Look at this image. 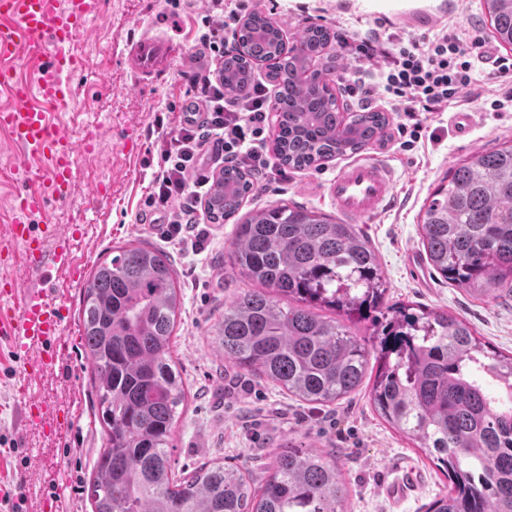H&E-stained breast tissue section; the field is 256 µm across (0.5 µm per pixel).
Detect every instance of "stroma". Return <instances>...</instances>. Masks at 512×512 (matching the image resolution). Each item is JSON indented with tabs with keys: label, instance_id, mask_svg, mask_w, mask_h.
<instances>
[{
	"label": "stroma",
	"instance_id": "stroma-1",
	"mask_svg": "<svg viewBox=\"0 0 512 512\" xmlns=\"http://www.w3.org/2000/svg\"><path fill=\"white\" fill-rule=\"evenodd\" d=\"M205 9L206 0H99L91 27L70 46L72 53L87 58L105 45L112 53L108 67L72 76L73 97L58 116L77 141L87 127H99L92 153L80 154L73 167L75 193L52 204L43 218L55 238L69 244L79 271L55 267L46 274L20 260L6 273L23 288L56 290L64 306L68 327L58 365L40 377L37 391L71 420L55 435L20 424L16 381L24 365L0 340V471L30 477L21 498L0 502V512H43V500L51 493L61 499L63 512H92L85 485L106 433L95 416L91 367L81 347L82 292L95 267L112 258L115 247L138 244L168 253L181 284L173 357L185 382L186 401L173 438L176 475L223 459L257 477L273 450L292 438L311 450H335L348 483L350 512H425L446 480L423 452L374 411L368 386L330 406L306 404L225 362L214 340L215 326L225 303L250 286L231 267L232 224H207V247L196 254L165 243L153 223L154 212L144 204L149 177L158 165L155 124L161 119L169 128L179 126L192 98L185 74L204 55L195 40V18ZM248 9L272 17L288 41L310 23L331 30L343 24L363 32L407 31L419 38L444 27L490 33L481 18L482 0H249ZM146 35L167 42L175 57L169 68L142 82L129 55ZM474 68L478 97L466 96L445 111L427 114L413 148L400 147L399 116L393 112L383 137L362 149V157L392 169L394 197L377 217L358 226L379 257L387 304L450 312L470 322L483 341L511 354L512 297H485L443 281L428 264L421 241L426 200L450 169L512 139V112H494L488 106L498 88L490 77L491 62H475ZM458 112L474 115L463 139L452 122ZM346 163L338 157L316 169L289 170L287 182L256 187L242 209L297 203L335 215L327 184ZM28 186L21 151L0 133V219ZM408 475L414 478L412 489L403 499H390L387 488Z\"/></svg>",
	"mask_w": 512,
	"mask_h": 512
}]
</instances>
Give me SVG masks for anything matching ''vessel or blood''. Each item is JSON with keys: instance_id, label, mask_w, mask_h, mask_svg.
<instances>
[{"instance_id": "b4317fda", "label": "vessel or blood", "mask_w": 512, "mask_h": 512, "mask_svg": "<svg viewBox=\"0 0 512 512\" xmlns=\"http://www.w3.org/2000/svg\"><path fill=\"white\" fill-rule=\"evenodd\" d=\"M93 12L92 0H0V90L10 105L0 108V132L26 157L30 188L18 198L4 233L0 254L13 260L15 246H22L29 266H41L47 255L68 260L70 248L56 240L50 229L34 231V217L45 215L50 204L68 199L73 191L72 166L81 146L51 118L67 106L70 84L61 82L64 71L78 63L68 46L82 31ZM35 57L36 82L20 78L17 61ZM131 65L142 78L154 77L169 58L167 43L144 37L131 49ZM331 201L346 219L357 221L379 213L393 196L391 169L376 162L348 164L327 187ZM66 316L53 292L24 291L10 278L0 279V336L26 355L20 390L25 400L21 422L59 431L57 414L46 411L30 394L34 376L54 366L52 344L61 333Z\"/></svg>"}]
</instances>
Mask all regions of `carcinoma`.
Wrapping results in <instances>:
<instances>
[{"mask_svg":"<svg viewBox=\"0 0 512 512\" xmlns=\"http://www.w3.org/2000/svg\"><path fill=\"white\" fill-rule=\"evenodd\" d=\"M483 5L493 37L512 49V0ZM236 37L247 52L224 61V94L241 96L255 64L276 60L266 78L277 90L273 148L282 165L318 168L384 133V112H358L348 123L337 112L329 29L309 27L289 47L267 16L253 13ZM315 59L321 69L299 79ZM253 191L248 172L226 166L204 203L212 223L235 224L233 268L256 284L224 305L215 331L224 360L324 405L354 393L375 360L374 410L433 458L448 482L426 512H512V354L446 311L383 306L386 280L357 225L299 204L238 217ZM422 244L448 283L485 296L512 294V141L451 169L425 205ZM180 313L171 259L152 247L120 248L83 290L81 346L107 434L87 487L92 512H348L336 456L290 439L259 481L221 461L175 475L171 448L186 397L173 360ZM366 320L371 335H353L350 326ZM483 376L497 382L500 396L486 393Z\"/></svg>","mask_w":512,"mask_h":512,"instance_id":"carcinoma-1","label":"carcinoma"}]
</instances>
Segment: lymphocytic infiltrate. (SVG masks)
I'll use <instances>...</instances> for the list:
<instances>
[{"label": "lymphocytic infiltrate", "instance_id": "obj_1", "mask_svg": "<svg viewBox=\"0 0 512 512\" xmlns=\"http://www.w3.org/2000/svg\"><path fill=\"white\" fill-rule=\"evenodd\" d=\"M244 8V0H208L199 41L211 58L223 57L224 38L239 25ZM336 43L352 63L345 85L348 96L366 109L376 100L397 109L402 118L399 133L413 143L422 136V115L473 92L474 63L489 56L486 40L477 32L464 37L446 30L419 39L341 26ZM219 74V69L208 67L189 76L196 116L187 117L174 131L157 121L161 163L145 199L166 224V238L195 249L203 239L198 232V205L214 170L239 166L265 183L288 178L287 169L266 148L275 105L272 89L258 80L245 98L230 99L224 95Z\"/></svg>", "mask_w": 512, "mask_h": 512}]
</instances>
